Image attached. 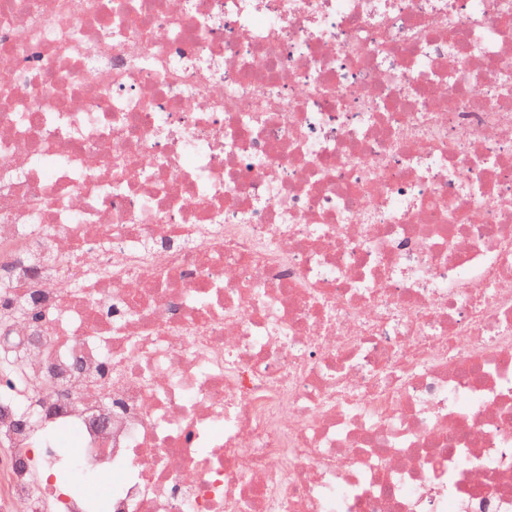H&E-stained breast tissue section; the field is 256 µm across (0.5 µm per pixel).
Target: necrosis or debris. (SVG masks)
Instances as JSON below:
<instances>
[{
	"label": "necrosis or debris",
	"mask_w": 512,
	"mask_h": 512,
	"mask_svg": "<svg viewBox=\"0 0 512 512\" xmlns=\"http://www.w3.org/2000/svg\"><path fill=\"white\" fill-rule=\"evenodd\" d=\"M8 355L0 512H512V0H0Z\"/></svg>",
	"instance_id": "necrosis-or-debris-1"
}]
</instances>
